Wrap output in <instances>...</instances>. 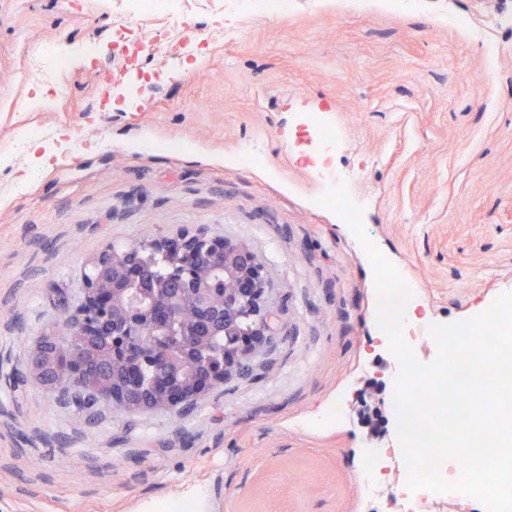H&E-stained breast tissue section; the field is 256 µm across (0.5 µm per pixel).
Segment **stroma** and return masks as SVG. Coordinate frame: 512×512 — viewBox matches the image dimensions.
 I'll return each instance as SVG.
<instances>
[{"label": "stroma", "instance_id": "1", "mask_svg": "<svg viewBox=\"0 0 512 512\" xmlns=\"http://www.w3.org/2000/svg\"><path fill=\"white\" fill-rule=\"evenodd\" d=\"M123 9L0 0V512H396L392 485L353 480L397 444L399 365L365 247L412 284L424 364L430 328L512 292V30L497 24L512 0H292L278 16L189 0L199 52L178 65L126 70L118 38L57 79L24 77L32 47H69ZM229 22L237 39L212 45ZM313 110L336 129L330 164L364 239L317 203L332 183L304 159ZM169 139L179 151H158ZM199 232L264 265L279 324L247 372L134 415L27 372L90 257Z\"/></svg>", "mask_w": 512, "mask_h": 512}]
</instances>
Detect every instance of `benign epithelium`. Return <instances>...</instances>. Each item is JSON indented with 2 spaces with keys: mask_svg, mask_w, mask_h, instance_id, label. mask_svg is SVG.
Wrapping results in <instances>:
<instances>
[{
  "mask_svg": "<svg viewBox=\"0 0 512 512\" xmlns=\"http://www.w3.org/2000/svg\"><path fill=\"white\" fill-rule=\"evenodd\" d=\"M201 236H185L164 242L146 241L135 246L138 253L163 255L178 281V293L161 297L163 284L132 261L130 252L106 250L92 257L83 277V299L76 311L61 320L58 331L34 349L29 373L44 385L67 374L54 358L59 338L73 349L95 350L98 336L111 337L99 357V395L122 407L172 409L201 399L214 384L245 368L251 353L278 321V310L266 298L263 265L244 243L223 240L201 256ZM224 277V335L238 323V309L251 311V341H241L224 355V362L201 373L182 363L173 378H163L154 395L136 394L141 368L162 359H172L169 339L180 335L175 312L180 302H190L209 313L208 325L217 317L215 277Z\"/></svg>",
  "mask_w": 512,
  "mask_h": 512,
  "instance_id": "1",
  "label": "benign epithelium"
}]
</instances>
